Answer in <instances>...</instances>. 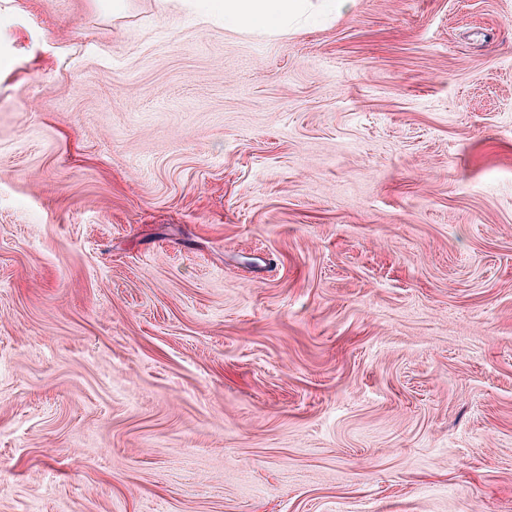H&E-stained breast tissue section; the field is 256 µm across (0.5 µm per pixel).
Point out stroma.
Segmentation results:
<instances>
[{
	"label": "stroma",
	"mask_w": 512,
	"mask_h": 512,
	"mask_svg": "<svg viewBox=\"0 0 512 512\" xmlns=\"http://www.w3.org/2000/svg\"><path fill=\"white\" fill-rule=\"evenodd\" d=\"M0 512H512V0H0ZM197 19L209 23L220 16L228 32L284 34L306 16L341 12L348 0H186Z\"/></svg>",
	"instance_id": "obj_1"
}]
</instances>
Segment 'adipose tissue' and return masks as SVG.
<instances>
[{
  "label": "adipose tissue",
  "mask_w": 512,
  "mask_h": 512,
  "mask_svg": "<svg viewBox=\"0 0 512 512\" xmlns=\"http://www.w3.org/2000/svg\"><path fill=\"white\" fill-rule=\"evenodd\" d=\"M199 22L221 17L228 32L284 34L305 17L341 12L347 0H191Z\"/></svg>",
  "instance_id": "1"
}]
</instances>
